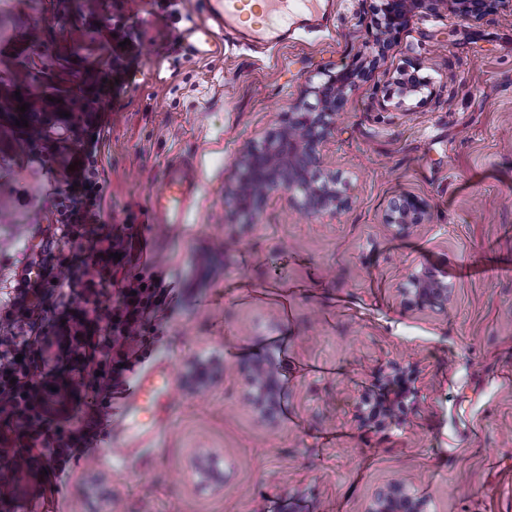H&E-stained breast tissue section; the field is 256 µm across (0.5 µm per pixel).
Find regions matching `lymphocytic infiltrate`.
<instances>
[{
	"label": "lymphocytic infiltrate",
	"instance_id": "1",
	"mask_svg": "<svg viewBox=\"0 0 512 512\" xmlns=\"http://www.w3.org/2000/svg\"><path fill=\"white\" fill-rule=\"evenodd\" d=\"M75 178L59 196L57 217L46 236L44 276L20 288L6 315L9 334L0 336V462L24 458L41 462L49 489L70 465L79 448L98 435L99 413H86L77 429L57 425L47 405L53 390L79 392L78 378L92 371L90 388L100 404L124 389L137 349L145 345L144 329L166 303L163 276L140 264L144 243L132 230L111 224L97 227L101 243L94 265L129 268L123 279L85 280L94 296L115 294L109 306L86 311L73 307L66 294L47 300L56 245L76 240L75 224L97 207L101 192L93 147L72 158Z\"/></svg>",
	"mask_w": 512,
	"mask_h": 512
}]
</instances>
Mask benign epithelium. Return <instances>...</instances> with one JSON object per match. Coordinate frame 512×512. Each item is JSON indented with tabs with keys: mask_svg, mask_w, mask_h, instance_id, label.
<instances>
[{
	"mask_svg": "<svg viewBox=\"0 0 512 512\" xmlns=\"http://www.w3.org/2000/svg\"><path fill=\"white\" fill-rule=\"evenodd\" d=\"M445 11L463 21L479 22L494 13L512 14V0H380L374 20L372 41L364 45L361 56L364 65L357 69L333 72L325 69L320 75L326 80L313 83L309 92L318 100L317 109L294 107L288 113L283 128V139L267 145V151L279 155L273 165L261 160L258 151L248 147L241 155L229 190L236 213L250 215L261 201L274 190H286L290 199L312 214L338 213L346 202L345 186L333 179L322 183H309L306 176L315 173L321 164V148L331 135V116L335 106L342 104L358 83L376 66L390 40L410 22L423 13ZM400 100L422 94H433L431 78L419 75V68L402 67L396 78ZM427 206L413 197H404L394 203L386 218L396 234L408 232L424 223ZM447 276L433 268L423 267L414 272L402 289L404 296L422 308L444 311L452 296ZM245 380L244 399L259 418L268 417L267 409L280 394V372L276 361L268 356L249 361L242 366ZM189 476L206 482L214 488L224 485L227 474L212 466L203 456L192 459ZM365 512H431L427 500L417 496L411 486L397 480L378 489Z\"/></svg>",
	"mask_w": 512,
	"mask_h": 512,
	"instance_id": "benign-epithelium-1",
	"label": "benign epithelium"
}]
</instances>
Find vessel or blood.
I'll use <instances>...</instances> for the list:
<instances>
[{
  "instance_id": "b4317fda",
  "label": "vessel or blood",
  "mask_w": 512,
  "mask_h": 512,
  "mask_svg": "<svg viewBox=\"0 0 512 512\" xmlns=\"http://www.w3.org/2000/svg\"><path fill=\"white\" fill-rule=\"evenodd\" d=\"M262 3L260 21L249 25L243 17L244 0H202L201 20L187 28L180 48L216 54L223 51L228 40L242 46H280L287 44L296 29L320 26L326 14L322 0H262ZM199 189L200 171L196 164L184 158L168 161L149 201L153 223L180 228ZM172 388L171 375L153 366L134 378L119 397L121 434L140 441L150 438L154 430L142 423L144 406L152 400L166 402Z\"/></svg>"
}]
</instances>
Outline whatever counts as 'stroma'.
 Returning a JSON list of instances; mask_svg holds the SVG:
<instances>
[{"mask_svg":"<svg viewBox=\"0 0 512 512\" xmlns=\"http://www.w3.org/2000/svg\"><path fill=\"white\" fill-rule=\"evenodd\" d=\"M378 0H336L327 28L285 46L176 53L191 0H0V99L24 92L45 113L54 156L0 141V312L16 274L37 264L68 163L94 141L103 177L96 225L144 232L169 307L146 334L143 366L170 363L175 397L148 405V450L113 465L119 422L73 460L59 496L40 465L12 486L10 512H364L374 491L407 480L432 512H512V15L478 23L416 17L333 116L322 172L345 185L334 216L300 210L278 190L250 217L228 191L244 147L278 134L319 69L359 64ZM132 56L99 113L66 102L111 73L112 32ZM421 66L434 97L397 110L399 67ZM196 160L199 193L181 229L149 221L148 199L171 157ZM415 196L425 223L396 235L394 200ZM423 267L447 274V311L401 295ZM275 355L281 409L262 420L243 399V362ZM413 365L418 396L379 428L356 406L383 392L381 370ZM229 463L221 489L187 481L189 458Z\"/></svg>","mask_w":512,"mask_h":512,"instance_id":"stroma-1","label":"stroma"}]
</instances>
